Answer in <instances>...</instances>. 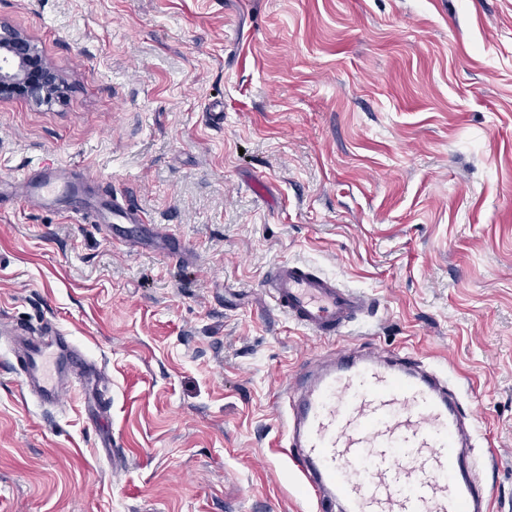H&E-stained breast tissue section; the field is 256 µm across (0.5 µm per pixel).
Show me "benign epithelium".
<instances>
[{"label": "benign epithelium", "instance_id": "benign-epithelium-1", "mask_svg": "<svg viewBox=\"0 0 512 512\" xmlns=\"http://www.w3.org/2000/svg\"><path fill=\"white\" fill-rule=\"evenodd\" d=\"M39 57L30 37L0 22V100L24 98L37 105H49L67 91L68 83L47 63L34 73Z\"/></svg>", "mask_w": 512, "mask_h": 512}]
</instances>
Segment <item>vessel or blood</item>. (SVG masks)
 <instances>
[{"label": "vessel or blood", "mask_w": 512, "mask_h": 512, "mask_svg": "<svg viewBox=\"0 0 512 512\" xmlns=\"http://www.w3.org/2000/svg\"><path fill=\"white\" fill-rule=\"evenodd\" d=\"M88 179L38 167L13 182L23 200L52 210L63 201L79 207ZM98 218L119 239L145 237L162 254H191L172 227L144 225L124 197H105ZM263 287L291 321L324 338L344 336L374 306L365 293L295 262L273 265ZM14 353L28 387L48 404L61 402L68 379L96 377L95 365L59 335L24 338ZM464 418L419 355L351 348L291 380L286 457L317 512H488L481 480L462 473Z\"/></svg>", "instance_id": "1"}]
</instances>
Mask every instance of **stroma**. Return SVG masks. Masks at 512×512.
Segmentation results:
<instances>
[{"label": "stroma", "instance_id": "1", "mask_svg": "<svg viewBox=\"0 0 512 512\" xmlns=\"http://www.w3.org/2000/svg\"><path fill=\"white\" fill-rule=\"evenodd\" d=\"M0 21L69 83L0 102V512H312L283 390L371 345L444 372L489 512H512V0H0ZM39 165L89 170L88 197L126 196L193 260L21 203L11 176ZM288 261L375 297L372 332L274 310ZM52 330L103 366L105 425L12 367Z\"/></svg>", "mask_w": 512, "mask_h": 512}]
</instances>
